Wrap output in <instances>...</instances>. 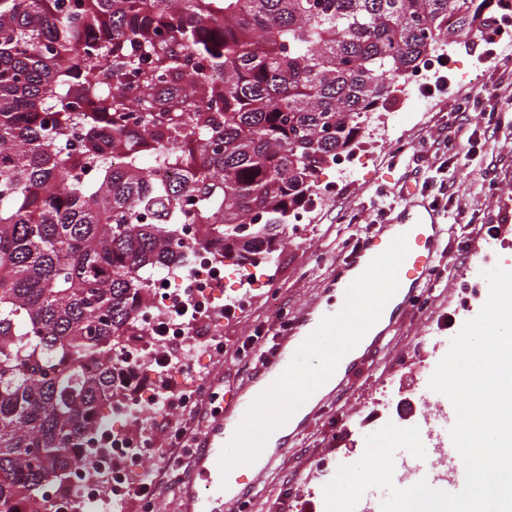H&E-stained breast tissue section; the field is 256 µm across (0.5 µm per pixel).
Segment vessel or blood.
I'll return each instance as SVG.
<instances>
[{"label":"vessel or blood","mask_w":512,"mask_h":512,"mask_svg":"<svg viewBox=\"0 0 512 512\" xmlns=\"http://www.w3.org/2000/svg\"><path fill=\"white\" fill-rule=\"evenodd\" d=\"M402 234L407 237L409 252L399 269L400 287L397 293L369 331L370 344L374 347L382 343L399 313L412 302L420 283L432 272L441 237L438 209L411 203L401 205L387 224L359 241L336 275L335 288L338 293H345L370 261ZM333 312L330 306L305 309L290 334L277 340L268 361L255 371L246 392L237 393L232 402L223 405L219 414L199 435L197 446L192 451V465L180 480L184 512H232L241 496L238 486L247 469L241 465L234 468L229 477H222L219 459L224 447L260 390L268 388L279 377L322 318Z\"/></svg>","instance_id":"obj_1"}]
</instances>
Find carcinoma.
Instances as JSON below:
<instances>
[{"mask_svg":"<svg viewBox=\"0 0 512 512\" xmlns=\"http://www.w3.org/2000/svg\"><path fill=\"white\" fill-rule=\"evenodd\" d=\"M488 2L0 0V512L96 447L156 277L200 249L273 262L319 172Z\"/></svg>","mask_w":512,"mask_h":512,"instance_id":"carcinoma-1","label":"carcinoma"}]
</instances>
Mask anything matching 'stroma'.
Segmentation results:
<instances>
[{
	"mask_svg": "<svg viewBox=\"0 0 512 512\" xmlns=\"http://www.w3.org/2000/svg\"><path fill=\"white\" fill-rule=\"evenodd\" d=\"M440 55L451 68L446 89L436 90L433 79H426L423 86H406L375 113L354 151V169L332 166L322 171L303 222L285 229L276 266L224 262L216 303L238 289L251 291L245 310L221 326L227 354L208 365L232 393L253 375L252 365L235 355L246 337L267 334L280 319L295 321L307 305L326 300L354 244L349 219H367L371 201L382 192L398 202H432L434 193L423 181L448 163L447 150L436 143L438 128L452 115L457 123L480 129L469 169L443 182L449 206L466 211L469 232L444 224V248L433 273L420 284L416 302L398 318L386 340L364 351L361 362L308 412L300 432L278 443L273 465L249 477L243 512H275V504L283 499L294 512H326L324 486L340 466L360 459L366 436L386 423L418 427L430 410L439 416V440L450 439L443 415L452 404L442 395L425 400L427 374L488 298L479 256L487 255V267L512 271V110H462L458 102L484 90L512 93V52L490 55L455 42Z\"/></svg>",
	"mask_w": 512,
	"mask_h": 512,
	"instance_id": "1",
	"label": "stroma"
}]
</instances>
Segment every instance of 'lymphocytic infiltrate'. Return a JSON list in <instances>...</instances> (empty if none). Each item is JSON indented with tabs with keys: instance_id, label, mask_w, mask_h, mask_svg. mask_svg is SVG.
Instances as JSON below:
<instances>
[{
	"instance_id": "f902f5d3",
	"label": "lymphocytic infiltrate",
	"mask_w": 512,
	"mask_h": 512,
	"mask_svg": "<svg viewBox=\"0 0 512 512\" xmlns=\"http://www.w3.org/2000/svg\"><path fill=\"white\" fill-rule=\"evenodd\" d=\"M512 17V0H499L496 8L481 15L478 28L470 41L471 46L497 44L508 34L506 22ZM228 309H210L207 297L195 289L192 277H183L166 309L163 320L146 323L145 329L152 336L158 351L146 363L151 376L158 382L152 385V398L157 406H171L179 414L176 422L152 419L143 423L133 417L130 429L148 425L153 444L159 447L164 465L158 471L141 476L139 482L119 486L118 491L137 507L149 512L154 507L161 485L178 483L184 464L198 435L199 423L214 418L224 401V387L217 384L208 372L197 368L196 360L184 340L171 336L169 328L175 324L186 325L192 337L209 357L224 354V336L215 329L217 319L228 316Z\"/></svg>"
}]
</instances>
